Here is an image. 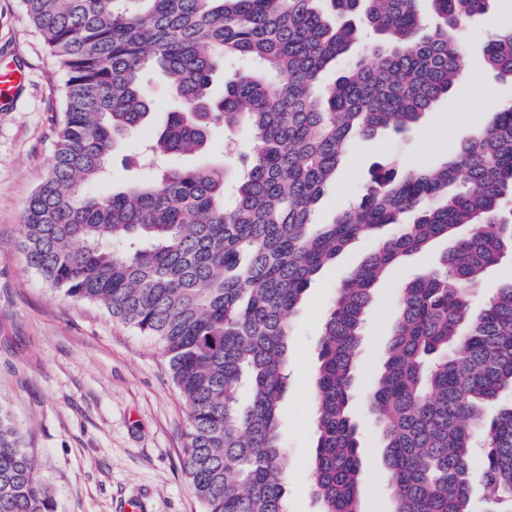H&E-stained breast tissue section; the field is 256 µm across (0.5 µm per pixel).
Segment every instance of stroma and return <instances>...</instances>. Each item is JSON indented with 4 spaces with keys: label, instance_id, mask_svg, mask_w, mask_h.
<instances>
[{
    "label": "stroma",
    "instance_id": "35a3bbf8",
    "mask_svg": "<svg viewBox=\"0 0 512 512\" xmlns=\"http://www.w3.org/2000/svg\"><path fill=\"white\" fill-rule=\"evenodd\" d=\"M512 27V0H492L461 33L460 69L466 94L441 99L419 126L358 141L344 156L337 182L318 201L315 221L358 201L378 165L391 159L433 163L492 118L495 103L512 101V84L482 67L483 47ZM24 69L14 105L0 111V406L17 423L46 486L54 512H202L183 464L186 407L167 361L151 337L113 321L95 303L57 293L29 267L18 245L23 209L52 159L54 126L64 111L65 77L43 45L20 0H0V57ZM153 119L122 136L106 166L101 190L143 180L137 155L174 106L166 78L150 72ZM247 140L215 132L192 165L235 162ZM352 245L313 278L292 317L290 378L281 400L285 481L290 512H318L311 493L316 445L315 367L323 321L337 288L375 246ZM446 241L409 255L375 287L360 360L367 370L355 400L363 449L362 512H390L381 436L367 404L395 317L397 288L433 265Z\"/></svg>",
    "mask_w": 512,
    "mask_h": 512
}]
</instances>
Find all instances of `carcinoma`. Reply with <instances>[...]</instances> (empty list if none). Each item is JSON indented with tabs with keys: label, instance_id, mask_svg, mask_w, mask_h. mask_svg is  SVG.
Segmentation results:
<instances>
[{
	"label": "carcinoma",
	"instance_id": "cac0c4a2",
	"mask_svg": "<svg viewBox=\"0 0 512 512\" xmlns=\"http://www.w3.org/2000/svg\"><path fill=\"white\" fill-rule=\"evenodd\" d=\"M22 3L65 76L66 105L24 210L21 251L51 287L160 344L187 406L184 468L203 512H288L280 402L292 314L324 265L388 225L392 235L337 289L321 334L319 512H362L351 406L374 287L440 239L438 263L398 289L369 399L392 512H512V280L480 308L471 299L485 270L512 255V209L502 207L512 201V103L445 160L381 170L358 204L330 224L314 220L352 142L405 131L454 91L462 26L489 0ZM365 31L377 37L368 54L323 84ZM229 57L251 66L225 76L217 97ZM483 61L512 80V27ZM152 67L179 100L146 148L154 173L92 192L116 136L150 119ZM241 126L252 143L241 167L166 164ZM0 512H53L1 408Z\"/></svg>",
	"mask_w": 512,
	"mask_h": 512
}]
</instances>
